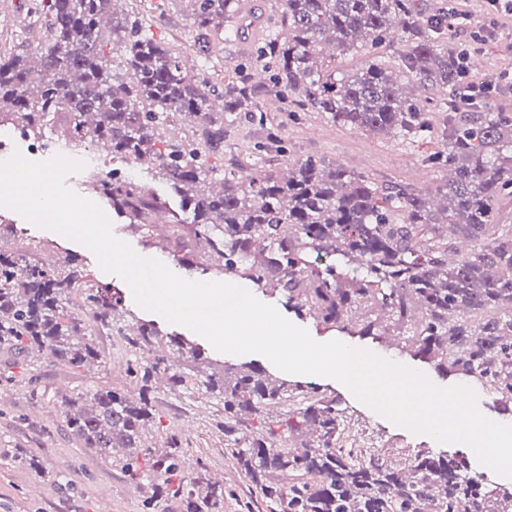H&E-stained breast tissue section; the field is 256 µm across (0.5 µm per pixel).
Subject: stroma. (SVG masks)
<instances>
[{
  "label": "stroma",
  "instance_id": "stroma-1",
  "mask_svg": "<svg viewBox=\"0 0 512 512\" xmlns=\"http://www.w3.org/2000/svg\"><path fill=\"white\" fill-rule=\"evenodd\" d=\"M238 2V13L227 19L223 27L212 31L209 52L194 56L196 73L207 76L219 89L224 86L225 68L253 67L266 34L276 27L279 19L278 0ZM31 4L32 0H0V9L18 17L15 24L0 26V53L21 49L32 52L44 43L47 28L43 19L33 16ZM415 5L419 12L429 16L457 8L463 22L445 37L449 51L465 49L474 33L483 35L484 45L472 54L473 59L484 62L483 69L475 71V78L496 84L500 77L512 72V17L489 15L485 0H416ZM124 11L139 20L145 35L163 43L189 42L197 34L188 0H125ZM265 105L274 114L273 130L289 148L290 158L317 153L369 175L377 184L397 182L423 193L430 192L442 177L439 170L427 167L425 162L428 154L441 151L439 141L416 145L382 139L335 125L317 112L287 114L282 110V101L273 96L266 99ZM416 167L426 168V183L415 182L412 170ZM0 219L15 227L13 236L0 240V249L20 252L45 243L49 249L42 252V259L76 258L90 283L106 284L119 292L136 319L188 337L199 344L206 356L219 359V352L203 337L140 308L126 283L104 272L84 245L37 227L6 208L0 210ZM113 232L140 256L157 259L174 273H182L180 261L185 250L176 245L173 232L161 237L151 226L131 232L120 224L114 225ZM302 326L316 341L339 340L370 350L424 372L438 386L451 387L463 382L462 377L440 374L408 353L383 347L372 339L328 331L309 319ZM95 343L103 362L91 371L71 368L44 355L36 357L30 365L16 363L0 351V373L6 375L5 380H0V512H95L96 499L104 489L111 494L112 512H146L150 496L148 483L132 481L113 468L110 458L81 448L62 427L65 412L62 394L89 396L104 388L122 389L132 397L138 394L136 384L127 375V366L135 354L124 340L99 328L95 331ZM179 365L187 370L183 385L175 390L162 387L155 392L157 416L151 428L152 438L171 430L178 432L190 459L203 460L214 477L236 488V497L225 499L224 512H271L249 476L225 455L223 437L209 430L208 420L222 412V402L206 392L200 375L189 370L187 359H180ZM316 383L336 395L344 412L346 432L359 450L394 460L417 452L461 459L469 473L484 474L487 487L512 491V479L486 472L469 448L441 443L395 425L359 402L335 380L320 377ZM22 454L38 459L40 469L20 464L18 457Z\"/></svg>",
  "mask_w": 512,
  "mask_h": 512
}]
</instances>
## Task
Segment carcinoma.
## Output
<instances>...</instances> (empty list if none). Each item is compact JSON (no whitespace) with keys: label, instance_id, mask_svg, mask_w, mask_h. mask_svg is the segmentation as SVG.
Here are the masks:
<instances>
[{"label":"carcinoma","instance_id":"1","mask_svg":"<svg viewBox=\"0 0 512 512\" xmlns=\"http://www.w3.org/2000/svg\"><path fill=\"white\" fill-rule=\"evenodd\" d=\"M111 2L41 0L50 35L36 58L0 55V126L40 141L51 115L65 113L58 140H100L181 199L191 220L180 238L208 257L203 263L192 251L184 269L248 280L325 329L384 345L391 338L442 374L494 383L498 402L512 405V224L498 222L499 202L512 197V114L487 110L475 92L482 82L467 74L461 54L442 49L453 21L421 16L415 0H280L278 31L255 62L270 73L269 91L338 126L414 143L437 136L448 153L428 162L446 175L430 195L378 185L317 155L281 172L271 157L285 147L268 127L253 76L240 68L224 75V111L245 112L266 133L252 154L259 171L210 166L224 152L210 81L188 79L179 54L144 35L137 19L110 13ZM194 2L193 47L203 52L234 0ZM110 44L124 52L120 70L104 52ZM387 46L389 62L376 54ZM353 52L370 60L337 77V58ZM405 79L448 90L441 127L403 91ZM162 124L173 131L159 149ZM87 174L131 230L165 208L138 177ZM458 238L473 246L450 262ZM85 278L71 257L44 264L0 252V350L24 360L45 350L92 368L102 359L91 325L117 327L141 354L128 367L138 400L114 389L65 395L66 427L132 479L154 478L156 493L180 512H224L231 489L200 460L194 477L175 481L185 460L177 433L161 448L147 442L155 384L163 378L175 390L184 381L174 351L189 354L206 390L223 399L209 423L278 512H488L489 492L457 459L416 454L400 465L364 456L347 445L337 399L319 386H291L247 363L214 364L184 336L125 322L122 296ZM78 290L82 311L65 313ZM297 397L301 407L271 422Z\"/></svg>","mask_w":512,"mask_h":512}]
</instances>
